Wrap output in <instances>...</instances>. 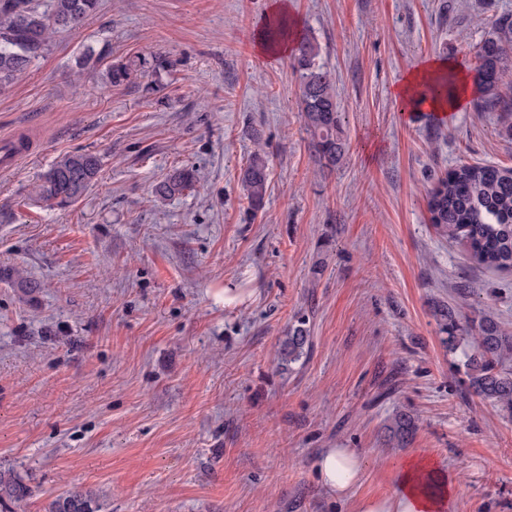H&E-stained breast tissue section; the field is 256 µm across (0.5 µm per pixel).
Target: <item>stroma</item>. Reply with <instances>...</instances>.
I'll use <instances>...</instances> for the list:
<instances>
[{"label":"stroma","instance_id":"stroma-1","mask_svg":"<svg viewBox=\"0 0 512 512\" xmlns=\"http://www.w3.org/2000/svg\"><path fill=\"white\" fill-rule=\"evenodd\" d=\"M270 0H99L0 89V470L44 512L67 490L99 512H352L426 454L455 512H512V418L466 390L436 304L512 331V273L475 268L430 222L428 194L462 161L512 167V116L468 106L447 123L392 90L426 57L475 66L512 0H290L333 80L348 142L321 172L299 76L255 34ZM139 69L112 85L110 65ZM269 165L247 211L239 173ZM102 158L74 204L32 197L62 156ZM193 167V190L156 185ZM245 300L225 306L224 291ZM306 317L312 350L280 342ZM417 421L387 447L393 413ZM324 448L362 454L352 500L316 474ZM268 161L260 154H254L241 172V182L246 191L248 209L258 212L264 206L268 190ZM310 344V328L307 327L306 318L299 317L294 324L288 327V332L281 343L282 365L288 366L299 361L307 355ZM286 363V364H285Z\"/></svg>","mask_w":512,"mask_h":512}]
</instances>
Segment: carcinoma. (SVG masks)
I'll return each mask as SVG.
<instances>
[{
    "instance_id": "cac0c4a2",
    "label": "carcinoma",
    "mask_w": 512,
    "mask_h": 512,
    "mask_svg": "<svg viewBox=\"0 0 512 512\" xmlns=\"http://www.w3.org/2000/svg\"><path fill=\"white\" fill-rule=\"evenodd\" d=\"M98 0H0V87L10 84L45 50L49 32L76 27L97 9ZM318 48L306 36L293 42L291 57L300 77L299 104L309 146L318 162L334 169L346 154L347 144L340 123L336 94L330 74L316 64ZM476 82L479 108L512 111V98L502 94L508 66L512 65V13L499 15L485 30L476 51ZM134 71L132 63L109 68L112 83L120 85ZM100 158L87 151L62 156L40 177L34 200L46 207H66L79 199L98 180ZM195 171L175 170L156 187L162 200L191 189ZM248 209L264 206L268 190V161L256 154L241 172ZM431 223L450 240L462 242L470 260L498 271L512 270V167L487 163H462L440 180L428 199ZM434 317L441 343L448 353L462 351L467 390L512 414V332L494 318L484 316L478 333L467 335V327L453 308L440 305ZM310 328L299 317L288 327L281 343L282 363L292 364L307 355ZM416 431L414 417L396 413L386 425L387 444L403 448ZM32 491L20 477L0 473V501L18 508L26 505ZM45 512H99L92 494L69 491L50 501Z\"/></svg>"
}]
</instances>
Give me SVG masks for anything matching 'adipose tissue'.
<instances>
[{"mask_svg":"<svg viewBox=\"0 0 512 512\" xmlns=\"http://www.w3.org/2000/svg\"><path fill=\"white\" fill-rule=\"evenodd\" d=\"M453 73L455 86L448 98H426L422 86L436 77ZM473 94V86L463 68L455 61L429 57L412 68L395 86L394 97L404 111L414 112L428 107L430 112L444 115L463 111ZM362 472V458L352 448H326L317 461V475L323 488L336 499L350 497ZM436 461L428 456H414L400 463L396 470L397 486L390 494L365 498L357 502L355 512H452L456 495L453 486H444L441 493L423 490L427 477L440 476Z\"/></svg>","mask_w":512,"mask_h":512,"instance_id":"ef3b65f1","label":"adipose tissue"}]
</instances>
